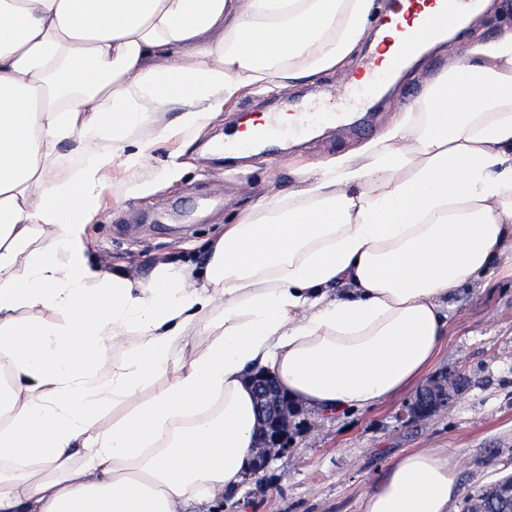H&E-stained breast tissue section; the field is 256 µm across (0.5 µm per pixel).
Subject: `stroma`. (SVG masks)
Wrapping results in <instances>:
<instances>
[{"mask_svg":"<svg viewBox=\"0 0 512 512\" xmlns=\"http://www.w3.org/2000/svg\"><path fill=\"white\" fill-rule=\"evenodd\" d=\"M510 21L512 0H490L459 37L438 45L398 76L382 78L380 100L362 133L344 125H319L283 150L248 151L241 157L206 150L235 116L257 102L285 93L335 102L345 77L372 53L373 29L342 69L298 83L244 89L231 109L214 114L201 129L164 141L159 127L175 126L183 110L171 104L156 122L130 130L129 141L148 146L149 158L108 176L103 207L87 227L92 262L123 269L142 282L161 263L200 268L208 240L234 223L258 195L297 193L309 167L382 134L406 105L422 99L440 76L463 62L475 39L496 37ZM448 306V336L429 376L466 378L451 408L401 422L399 413L417 393L413 387L378 406L340 415L300 408L288 455L249 476L233 494L214 499L209 512H362L365 493L413 448H452L460 455V493L451 512H464L479 490L512 475V277L494 272L470 282L455 290Z\"/></svg>","mask_w":512,"mask_h":512,"instance_id":"35a3bbf8","label":"stroma"}]
</instances>
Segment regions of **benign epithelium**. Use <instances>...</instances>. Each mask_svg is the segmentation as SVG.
Instances as JSON below:
<instances>
[{
    "mask_svg": "<svg viewBox=\"0 0 512 512\" xmlns=\"http://www.w3.org/2000/svg\"><path fill=\"white\" fill-rule=\"evenodd\" d=\"M252 383L258 404L253 471L258 474L266 469L273 457H280L291 448L290 416L297 407L270 376L257 374L252 377ZM460 394L458 387L447 380H432L420 389L402 417L408 421L428 417L452 406Z\"/></svg>",
    "mask_w": 512,
    "mask_h": 512,
    "instance_id": "7a95c632",
    "label": "benign epithelium"
}]
</instances>
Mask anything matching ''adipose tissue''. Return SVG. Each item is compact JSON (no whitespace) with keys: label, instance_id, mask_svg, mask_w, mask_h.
Returning <instances> with one entry per match:
<instances>
[{"label":"adipose tissue","instance_id":"adipose-tissue-1","mask_svg":"<svg viewBox=\"0 0 512 512\" xmlns=\"http://www.w3.org/2000/svg\"><path fill=\"white\" fill-rule=\"evenodd\" d=\"M373 7L0 0V512H179L234 491L251 466L253 371L322 412L428 373L449 297L512 243V29L289 201H254L202 269L162 263L144 283L87 256L103 172L148 153L129 148L131 127L179 101L177 127L193 130L243 88L333 70ZM61 147L81 164L54 181ZM45 225L49 244L33 246ZM460 468L456 451L409 450L363 512H448Z\"/></svg>","mask_w":512,"mask_h":512}]
</instances>
